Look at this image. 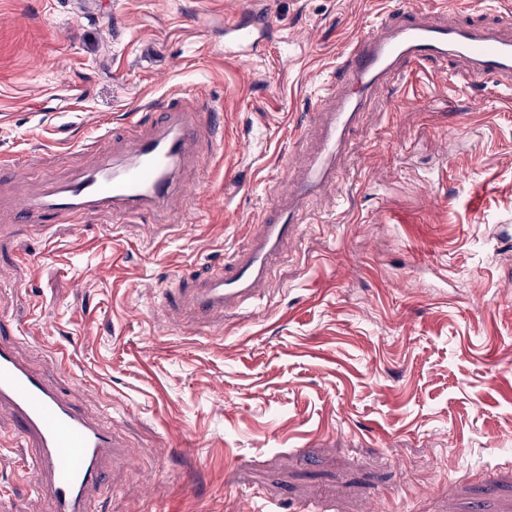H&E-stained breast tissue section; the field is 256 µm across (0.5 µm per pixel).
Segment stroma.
Returning a JSON list of instances; mask_svg holds the SVG:
<instances>
[{
  "instance_id": "obj_1",
  "label": "stroma",
  "mask_w": 512,
  "mask_h": 512,
  "mask_svg": "<svg viewBox=\"0 0 512 512\" xmlns=\"http://www.w3.org/2000/svg\"><path fill=\"white\" fill-rule=\"evenodd\" d=\"M0 0V317L21 355L120 446L94 512H512V103L449 87L452 64L381 88L337 185L256 301L181 321L178 290L246 249L254 216L313 149L296 128L328 69L400 0ZM266 10L259 56L224 21ZM195 85L222 143L188 158L172 204L15 226L102 155L92 141ZM68 350V367L44 350ZM0 407V512H48Z\"/></svg>"
}]
</instances>
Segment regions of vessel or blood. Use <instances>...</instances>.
I'll use <instances>...</instances> for the list:
<instances>
[{"instance_id": "vessel-or-blood-1", "label": "vessel or blood", "mask_w": 512, "mask_h": 512, "mask_svg": "<svg viewBox=\"0 0 512 512\" xmlns=\"http://www.w3.org/2000/svg\"><path fill=\"white\" fill-rule=\"evenodd\" d=\"M272 22L265 14H243L224 26L225 55L247 60L257 55ZM454 61L466 87L487 81L512 86V26L499 9L482 21L454 18L439 23L420 8L391 9L367 33L351 44L330 77L313 114L317 147L301 178L287 188L256 219L250 247L225 258L178 291L160 290L161 304L184 307L196 318L220 311L237 314L267 281L271 261L301 227L306 199L336 183L351 130L375 91L412 66ZM194 92L166 97L158 105L160 120L150 133L142 121L128 124V151L123 158L101 165L45 196L15 206L17 221L42 226V216L62 218L88 210L106 209L126 220L164 208L169 202L177 168L197 145L199 110ZM0 406L18 420V437L32 449L33 490L48 501L49 512H92L94 492L116 446L110 422L93 418L61 396L40 370L24 362L14 343L0 340Z\"/></svg>"}]
</instances>
